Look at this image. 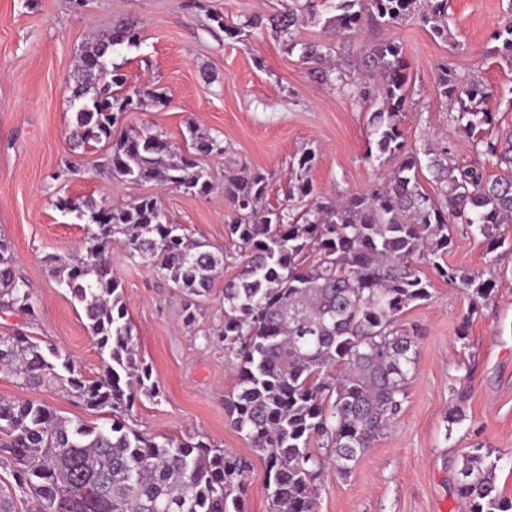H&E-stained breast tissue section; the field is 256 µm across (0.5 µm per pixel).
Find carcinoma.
<instances>
[{
  "label": "carcinoma",
  "instance_id": "1",
  "mask_svg": "<svg viewBox=\"0 0 512 512\" xmlns=\"http://www.w3.org/2000/svg\"><path fill=\"white\" fill-rule=\"evenodd\" d=\"M322 2L330 13L325 25L338 36L359 30L368 18L395 25L410 17L435 35L448 34V0H426L425 7L421 0ZM308 16H317L313 0H294L236 27L225 25L218 12L212 21L232 37L248 27L282 38L288 52L299 50V59L321 78L352 84L330 65L334 48L296 40ZM139 39L135 25L121 22L81 51L71 97L73 148H110L105 168L113 180L207 196L215 184L197 157L224 154L218 136L189 122L184 152L148 127H119L126 112L168 103L162 93L126 85L112 66L113 52L136 47ZM362 67L375 82L354 92L377 104L369 117L376 153L368 157L380 167L394 162L371 189L341 197L313 194L311 148L297 161L291 213L266 205L264 172L224 178L232 213L226 236L241 267L224 282V323L216 341L236 376L235 393L226 401L230 424L266 462L269 512H317L316 481L325 466L339 477L349 474L401 410L417 348L398 321L410 304L431 296L415 263H428L465 294L472 314L491 297L492 277L442 264L452 246L449 226L475 229L488 253L512 252L501 230L512 224V128L492 133L498 120L486 105L491 90L460 81L446 65L438 69L437 94L449 103L457 133L483 158L460 165L449 145L421 153L406 148L400 117L411 87L400 44H375ZM425 170L443 184L440 197L422 188ZM56 206L82 223L85 234L72 260L62 264L52 255L46 263L83 310L102 374L80 376L66 352L21 331L0 336V370L31 389L56 384L109 421L63 417L36 399H0V468L13 479L0 486V512L24 506L29 512H244L245 458L195 435L146 437L126 425L137 396L157 398L162 391L139 359L112 269V245L119 243L174 287L206 297L226 263L224 250L189 235L155 196L128 203L60 198ZM0 309L35 314L32 288L17 273L4 237ZM315 438L326 456L312 453ZM497 465L481 444L462 455L457 492L470 512H512V499L496 486Z\"/></svg>",
  "mask_w": 512,
  "mask_h": 512
}]
</instances>
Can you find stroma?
I'll use <instances>...</instances> for the list:
<instances>
[{
    "label": "stroma",
    "instance_id": "stroma-1",
    "mask_svg": "<svg viewBox=\"0 0 512 512\" xmlns=\"http://www.w3.org/2000/svg\"><path fill=\"white\" fill-rule=\"evenodd\" d=\"M289 0H0V235L10 241L16 266L30 283L35 317L0 310V335L18 330L49 341L69 354L80 375L98 378L99 350L72 302L45 263L70 260L84 229L59 211L60 198L82 201L111 194L118 202L159 197L170 218L189 234L228 248L224 173L264 171L266 203L288 202L297 159L315 148L308 173L315 190L343 195L366 192L380 172L367 154L374 144L367 124L372 103L321 82L282 40L259 31L230 37L224 25L287 8ZM136 24L139 46L114 55L128 85H151L167 95V106L126 113L124 127H148L183 146L187 123L220 135L224 153L207 156L204 167L216 187L205 197L154 183H118L103 173L104 155L80 154L71 143L70 76L81 47L118 23ZM512 22V0H448V35L440 38L416 18L390 27L365 21L338 40L323 18L297 31L304 42L332 43L346 72L361 74L360 59L374 44L394 40L409 64L412 95L401 117L407 147L424 150L442 141L454 159L472 163L471 142L460 137L439 98L436 72L448 64L462 80L478 79L493 92L489 108L499 125L512 126V64L495 55L497 31ZM448 265L493 277L494 298L471 313L466 295L448 286L428 265L429 300L409 306L400 326L415 341L418 359L408 398L390 431L377 438L352 472L323 473L317 482L318 512H469L455 490L458 460L481 443L500 461L499 492L512 498V254L495 256L480 235L455 225ZM141 360L163 391L138 398L129 424L147 436L195 434L245 457L248 512H268L267 469L249 442L230 425L224 400L235 388L224 349L211 337L224 318V282L240 269L224 267L210 296L200 300L193 324L183 321L188 297L122 245L112 248ZM468 323V345L457 329ZM37 397L62 415L100 421V414L55 387L30 393L11 374L0 373V398ZM465 418L452 424L449 409Z\"/></svg>",
    "mask_w": 512,
    "mask_h": 512
}]
</instances>
